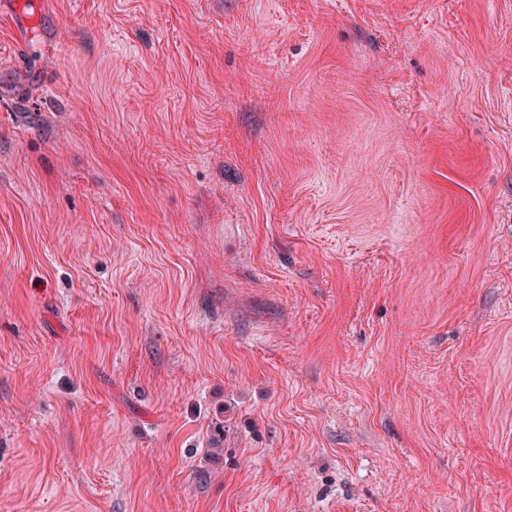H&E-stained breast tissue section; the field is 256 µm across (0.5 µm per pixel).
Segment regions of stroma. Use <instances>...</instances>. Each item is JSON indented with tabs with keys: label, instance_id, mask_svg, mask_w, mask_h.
Masks as SVG:
<instances>
[{
	"label": "stroma",
	"instance_id": "35a3bbf8",
	"mask_svg": "<svg viewBox=\"0 0 512 512\" xmlns=\"http://www.w3.org/2000/svg\"><path fill=\"white\" fill-rule=\"evenodd\" d=\"M0 512H512V0H0Z\"/></svg>",
	"mask_w": 512,
	"mask_h": 512
}]
</instances>
